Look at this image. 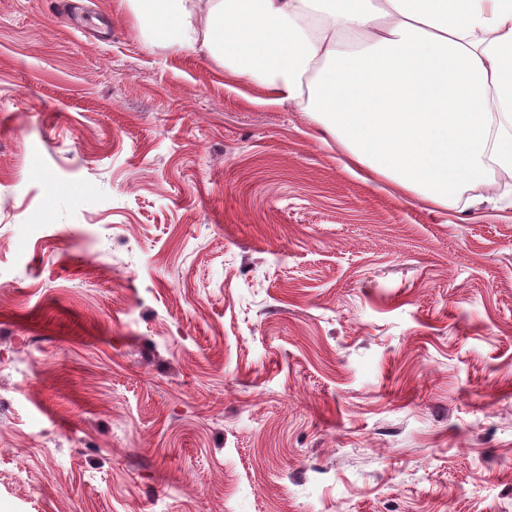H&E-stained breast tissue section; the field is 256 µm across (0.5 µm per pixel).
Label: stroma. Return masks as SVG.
Returning a JSON list of instances; mask_svg holds the SVG:
<instances>
[{"instance_id": "1", "label": "stroma", "mask_w": 512, "mask_h": 512, "mask_svg": "<svg viewBox=\"0 0 512 512\" xmlns=\"http://www.w3.org/2000/svg\"><path fill=\"white\" fill-rule=\"evenodd\" d=\"M112 3L0 0V512H512V207Z\"/></svg>"}]
</instances>
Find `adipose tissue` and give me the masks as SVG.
<instances>
[{"label": "adipose tissue", "mask_w": 512, "mask_h": 512, "mask_svg": "<svg viewBox=\"0 0 512 512\" xmlns=\"http://www.w3.org/2000/svg\"><path fill=\"white\" fill-rule=\"evenodd\" d=\"M325 126L349 163L443 208L512 173V0H120Z\"/></svg>", "instance_id": "adipose-tissue-1"}]
</instances>
